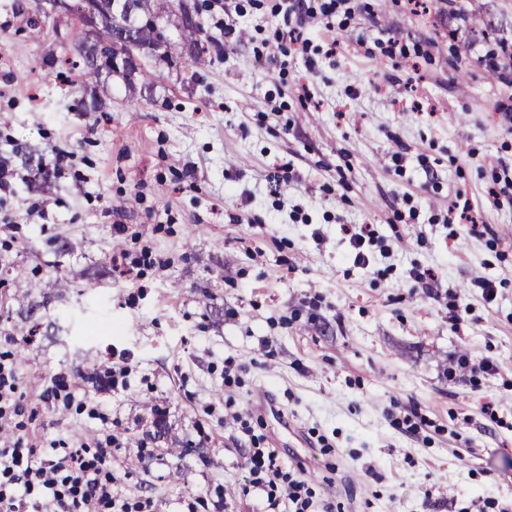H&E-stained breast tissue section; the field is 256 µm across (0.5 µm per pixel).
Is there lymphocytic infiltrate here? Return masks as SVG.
<instances>
[{
  "mask_svg": "<svg viewBox=\"0 0 512 512\" xmlns=\"http://www.w3.org/2000/svg\"><path fill=\"white\" fill-rule=\"evenodd\" d=\"M249 448L244 465L249 486L265 512H333L306 477L301 459L282 465L272 448L262 447L246 414L233 413ZM104 435L90 441H52V459H43L23 440L0 448V512H154L151 501H130L106 462L118 447Z\"/></svg>",
  "mask_w": 512,
  "mask_h": 512,
  "instance_id": "obj_1",
  "label": "lymphocytic infiltrate"
}]
</instances>
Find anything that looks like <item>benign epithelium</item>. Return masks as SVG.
I'll return each instance as SVG.
<instances>
[{
    "mask_svg": "<svg viewBox=\"0 0 512 512\" xmlns=\"http://www.w3.org/2000/svg\"><path fill=\"white\" fill-rule=\"evenodd\" d=\"M51 12L77 20L85 31L88 65L96 72H129L141 57L154 55L151 46L136 41L142 14L134 0H47Z\"/></svg>",
    "mask_w": 512,
    "mask_h": 512,
    "instance_id": "benign-epithelium-1",
    "label": "benign epithelium"
}]
</instances>
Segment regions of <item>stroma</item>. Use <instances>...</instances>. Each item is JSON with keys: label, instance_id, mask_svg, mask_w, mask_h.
<instances>
[{"label": "stroma", "instance_id": "obj_1", "mask_svg": "<svg viewBox=\"0 0 512 512\" xmlns=\"http://www.w3.org/2000/svg\"><path fill=\"white\" fill-rule=\"evenodd\" d=\"M152 2L177 57L129 85L67 70L77 21L0 0V352L28 411L0 443L102 434L48 397L62 374L155 512H262L229 401L338 512H512V0H310L299 50L280 0H191L198 67ZM52 391L55 398L62 400L64 406H72L77 402L76 408H81L83 411H87L89 417L98 419L104 424L110 422L109 414L104 412L103 405L101 403L87 401L84 395L79 397V393L73 390L72 387L65 382L64 377L58 376L52 380ZM110 424L112 425V419Z\"/></svg>", "mask_w": 512, "mask_h": 512}]
</instances>
